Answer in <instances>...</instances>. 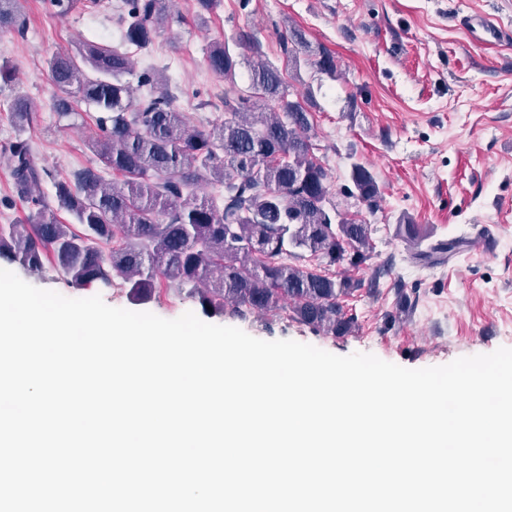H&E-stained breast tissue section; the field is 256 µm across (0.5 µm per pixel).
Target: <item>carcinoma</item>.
Segmentation results:
<instances>
[{
	"label": "carcinoma",
	"mask_w": 512,
	"mask_h": 512,
	"mask_svg": "<svg viewBox=\"0 0 512 512\" xmlns=\"http://www.w3.org/2000/svg\"><path fill=\"white\" fill-rule=\"evenodd\" d=\"M26 0H0V33L23 31ZM60 16L78 7L98 10L106 0H49ZM169 0H121L122 40L145 48L168 17ZM294 79L302 65L336 75V57L314 49L297 29L281 36ZM208 69L224 78V121L191 124L154 68L134 70L118 48L82 42L47 61L59 114L71 103L92 107L98 134L89 144L96 165L59 177L39 168L29 139L7 143L12 194L28 205L25 218L0 224V256L31 273L52 271L75 288H115L134 304L163 291L199 304L208 316L245 320L255 312L286 318L324 336L358 327L344 298L365 288L378 292L392 265H373L374 228L335 200L332 169L315 155L308 110L292 98L280 71L257 58L248 62L223 43L213 44ZM249 67V89L237 70ZM133 76L136 82L127 80ZM266 111H258L255 98ZM12 120H31L23 94L12 97ZM58 206L74 223H61L35 188L45 179ZM340 194L373 212L382 191L371 169L350 165ZM201 184L218 194L198 196ZM398 235L409 260L422 268L441 263L461 237L427 247L420 227L406 220ZM350 269L371 270L353 279Z\"/></svg>",
	"instance_id": "cac0c4a2"
}]
</instances>
